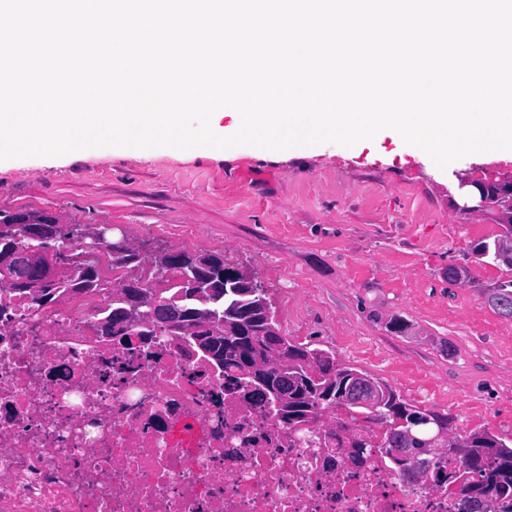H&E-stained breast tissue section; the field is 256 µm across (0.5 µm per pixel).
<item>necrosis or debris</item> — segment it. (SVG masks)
<instances>
[{
	"instance_id": "obj_1",
	"label": "necrosis or debris",
	"mask_w": 512,
	"mask_h": 512,
	"mask_svg": "<svg viewBox=\"0 0 512 512\" xmlns=\"http://www.w3.org/2000/svg\"><path fill=\"white\" fill-rule=\"evenodd\" d=\"M111 297L0 289V512H459L456 485L353 456L323 412L310 441L178 337L101 335Z\"/></svg>"
}]
</instances>
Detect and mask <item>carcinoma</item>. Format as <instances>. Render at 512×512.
Here are the masks:
<instances>
[{"label":"carcinoma","instance_id":"carcinoma-1","mask_svg":"<svg viewBox=\"0 0 512 512\" xmlns=\"http://www.w3.org/2000/svg\"><path fill=\"white\" fill-rule=\"evenodd\" d=\"M34 220L40 224H49L50 215L43 212H4L0 214V223L15 224V232L22 233L24 223ZM500 234L493 243L483 242L475 248L474 254L484 258L491 257L498 264L512 268V248L503 247V242L512 241V223L500 225ZM77 271L74 276L55 283L51 300L66 295L71 291H83L103 287L108 280L103 276L100 257L83 260L79 254L72 255ZM140 252L123 258H110L112 270L122 268L137 269L143 265ZM19 291L30 294L26 281L32 272L21 257L15 260ZM152 296L167 302L177 309L186 310L203 318L213 312L228 324L240 320L243 311L255 307L259 315L251 322L249 331L233 336H226L221 341L224 355L213 357L197 349L190 338L183 341L200 358L225 374V377L243 384L248 390L249 398L259 405L271 408L278 420L288 423L290 427L305 425L321 411L340 408L344 414L355 421L360 415L365 419L376 418L385 423L382 435L367 430L355 433L348 440L350 448H374L385 454L393 467L403 476L418 474L435 483L451 481L458 485L462 495L461 512H500L512 502V438L496 435L487 429L474 431L462 437L448 438L447 446L440 449L438 455L448 456L456 463L450 472L433 461L434 455L420 450L418 440L433 435L436 422L448 423V419L434 412L413 409L402 402L397 394L385 383L363 373L354 376L356 370L336 364L333 354L313 348L309 344L287 341L288 354V402H280L277 390L280 387L278 364L272 361V355L258 348L262 342V332L269 324L278 326L267 289L262 284L255 288L243 289V294L232 292L202 304L191 298V289L176 276H170L168 287L160 290L145 289ZM487 303L499 315L512 319V279L500 281L493 288L486 290ZM125 304L114 301L107 315L99 322V331L104 336H119L124 329H116L120 324V311ZM261 365L256 376L245 374V366ZM376 395L373 408L355 404V399L363 394Z\"/></svg>","mask_w":512,"mask_h":512}]
</instances>
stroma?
Returning a JSON list of instances; mask_svg holds the SVG:
<instances>
[{
	"label": "stroma",
	"instance_id": "stroma-1",
	"mask_svg": "<svg viewBox=\"0 0 512 512\" xmlns=\"http://www.w3.org/2000/svg\"><path fill=\"white\" fill-rule=\"evenodd\" d=\"M512 173L486 152L438 168L384 132L283 151L96 148L0 161V211L112 224L144 257L207 251L254 272L280 332L449 419L512 436V319L484 291L512 270L476 260L495 209L464 212V178ZM452 263L471 280L449 282ZM401 319L402 331L390 322Z\"/></svg>",
	"mask_w": 512,
	"mask_h": 512
}]
</instances>
